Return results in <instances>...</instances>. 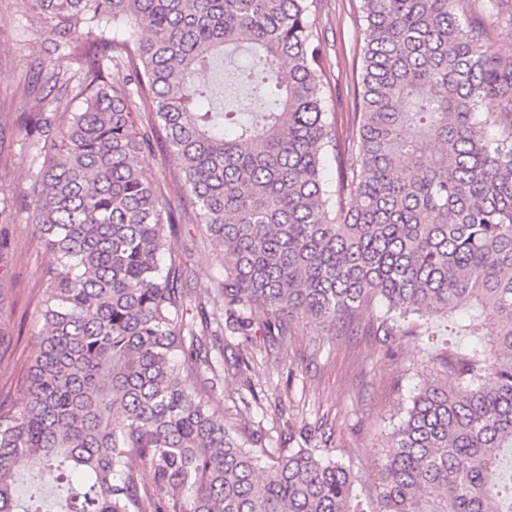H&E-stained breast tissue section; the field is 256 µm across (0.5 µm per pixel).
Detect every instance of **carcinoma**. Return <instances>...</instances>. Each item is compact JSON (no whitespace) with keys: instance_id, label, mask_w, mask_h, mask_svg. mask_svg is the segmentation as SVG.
Returning <instances> with one entry per match:
<instances>
[{"instance_id":"1","label":"carcinoma","mask_w":512,"mask_h":512,"mask_svg":"<svg viewBox=\"0 0 512 512\" xmlns=\"http://www.w3.org/2000/svg\"><path fill=\"white\" fill-rule=\"evenodd\" d=\"M28 2L77 34V68L38 71L66 125L20 126L44 154L32 224L53 261L20 403L0 404V512H43L16 497L27 461L34 488L67 484L60 512H512V52L482 44L483 13L512 24V0H360L345 145L309 0ZM128 23L135 46L105 36ZM239 51L231 80L260 103L245 118L201 80ZM162 131L192 221L230 258L205 296L167 248L185 214L139 168ZM439 316L470 341L439 346ZM303 317L423 336L443 376L409 396L372 498L352 466L216 417L208 342L259 326L285 343ZM143 467L164 497L142 496Z\"/></svg>"}]
</instances>
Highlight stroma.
Instances as JSON below:
<instances>
[{"label": "stroma", "mask_w": 512, "mask_h": 512, "mask_svg": "<svg viewBox=\"0 0 512 512\" xmlns=\"http://www.w3.org/2000/svg\"><path fill=\"white\" fill-rule=\"evenodd\" d=\"M323 47V73L330 121L340 139H349L358 106L364 21L360 0H317L311 16ZM65 39L32 11L28 0H0V398L15 395L25 359L33 355L40 329L37 300L41 274L52 261L39 248L31 224V174L43 162L36 144L19 130L23 115L52 114L63 125L53 97L23 95L19 87L39 65L68 67ZM142 170L165 187L174 210L185 198L178 191L181 170L166 138L141 154ZM172 252L189 269L187 286L199 294L212 288L226 259L223 248L200 225L186 222L171 238ZM287 345L255 333L254 366L248 378L226 375L216 410L225 425L266 430L269 445L324 448L352 464L360 487L374 495L375 461L390 452L391 423L415 385L434 377L427 351L416 336L388 341L352 328L334 329L308 318L290 324ZM253 384L261 406L241 395Z\"/></svg>", "instance_id": "stroma-1"}]
</instances>
